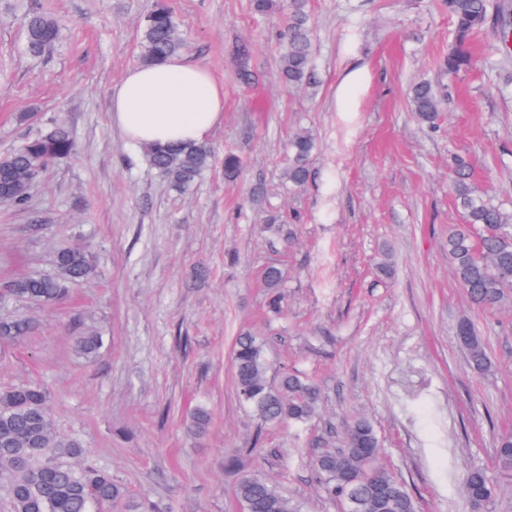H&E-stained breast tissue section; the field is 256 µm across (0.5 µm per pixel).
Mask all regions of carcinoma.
<instances>
[{"label":"carcinoma","mask_w":512,"mask_h":512,"mask_svg":"<svg viewBox=\"0 0 512 512\" xmlns=\"http://www.w3.org/2000/svg\"><path fill=\"white\" fill-rule=\"evenodd\" d=\"M288 21L282 34L280 79L299 87L315 82L312 65V28L307 0H284ZM454 22L448 54L442 61L450 76L477 64L474 43L491 33L484 64L492 72L512 66V0H442ZM58 21L30 0L25 16L24 50L39 56L59 38ZM143 58L155 63L178 54L184 39L169 7L156 0L146 16L142 31ZM412 112L420 123L436 124L446 102L443 90L430 83L415 85L409 95ZM314 147L307 132L291 141L288 183L303 186L309 179V161ZM75 150L69 130L57 125L47 133L28 140L19 149L0 154V203L23 205L31 187L39 181L50 162ZM150 163L164 173L173 186L185 188L207 169L212 151L204 143L177 147H144ZM242 170L240 158L224 153V179H237ZM452 194L465 223L448 233V262L470 302L493 309L502 304L512 289V213L496 203L471 180L468 166L454 169ZM97 269L81 249L66 247L58 254L53 277H24L0 288V299H36L45 304L61 300L69 284L88 280ZM268 290V306L279 310L282 273L271 266L262 274ZM36 330V324L23 318L0 321V337L17 338ZM459 344L467 351L470 366L482 372L488 368L485 343L473 322L459 321ZM268 340L244 332L237 336L232 352V370L239 401L264 424L300 423L311 420L318 411L321 391L311 381L285 373L278 385L267 377ZM100 348L98 336L77 337L76 349L91 357ZM210 423L203 408L193 410L188 429L202 435ZM314 468L326 492L345 512H417L409 489L389 470L382 459L379 440L371 423L353 421L346 430L344 446L316 455ZM496 465L505 478L512 477V435L501 438L496 448ZM224 470L237 476L235 495L242 512H297V506L267 478L243 472L242 458L224 459ZM0 480L7 484L11 512H98L109 506L111 512H135L124 486L112 472L89 460L87 448L74 436L60 435L54 425L47 392L39 385L25 384L0 391ZM469 502L491 500L492 489L485 471L469 470L462 486Z\"/></svg>","instance_id":"obj_1"}]
</instances>
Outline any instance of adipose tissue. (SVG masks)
I'll return each mask as SVG.
<instances>
[{
	"mask_svg": "<svg viewBox=\"0 0 512 512\" xmlns=\"http://www.w3.org/2000/svg\"><path fill=\"white\" fill-rule=\"evenodd\" d=\"M223 116V85L182 55L127 71L112 93L113 123L140 145L205 141Z\"/></svg>",
	"mask_w": 512,
	"mask_h": 512,
	"instance_id": "1",
	"label": "adipose tissue"
}]
</instances>
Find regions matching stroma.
<instances>
[{
    "instance_id": "stroma-1",
    "label": "stroma",
    "mask_w": 512,
    "mask_h": 512,
    "mask_svg": "<svg viewBox=\"0 0 512 512\" xmlns=\"http://www.w3.org/2000/svg\"><path fill=\"white\" fill-rule=\"evenodd\" d=\"M28 2L0 0V154L58 123L77 151L49 164L25 208L0 205V284L54 275L68 246L96 257L99 274L56 305L0 303V321L37 325L0 338V390L41 384L56 430L151 512H240L224 458L257 437L264 449L245 470L299 512H339L311 460L341 447L358 418L373 423L418 512H512V479L495 463L512 435V298L474 306L448 264V232L464 221L455 159L512 210V88L480 66L445 80L453 20L440 0H309L317 83L305 89L278 76L282 12L167 0L184 56L224 85L213 163L183 193L112 122L154 0H41L63 35L37 58L23 50ZM423 80L449 84L432 129L407 100ZM301 130L316 149L308 183L292 190L288 142ZM228 149L244 162L233 183ZM275 210L298 223L279 232L266 222ZM270 265L283 274L276 315L261 282ZM464 317L485 341L484 372L457 342ZM89 331L103 340L92 361L75 350ZM243 332L269 337L271 381L288 371L319 385L318 417L264 428L239 404L230 355ZM199 406L211 422L197 438L185 419ZM473 468L493 486L477 511L461 493Z\"/></svg>"
}]
</instances>
